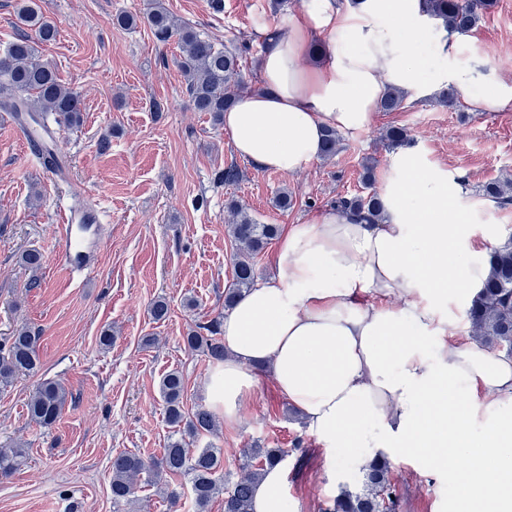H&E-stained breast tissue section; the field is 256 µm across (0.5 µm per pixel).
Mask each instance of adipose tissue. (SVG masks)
Listing matches in <instances>:
<instances>
[{"instance_id":"adipose-tissue-1","label":"adipose tissue","mask_w":512,"mask_h":512,"mask_svg":"<svg viewBox=\"0 0 512 512\" xmlns=\"http://www.w3.org/2000/svg\"><path fill=\"white\" fill-rule=\"evenodd\" d=\"M261 35L256 86L225 112L224 130L262 170L306 171L326 131L358 136L391 90L416 101L451 88L472 111L512 110V80L461 61L459 35L422 0H301ZM412 38L440 60L429 78ZM465 191L463 177L407 146L379 188L381 223L328 208L286 226L273 274L224 319L228 355L206 386L213 410L238 422L265 370L349 469L408 454L455 483L456 512H512V356L454 333L486 276L470 258L503 228L461 224L449 204Z\"/></svg>"}]
</instances>
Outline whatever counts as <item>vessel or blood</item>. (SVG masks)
<instances>
[{"instance_id": "vessel-or-blood-1", "label": "vessel or blood", "mask_w": 512, "mask_h": 512, "mask_svg": "<svg viewBox=\"0 0 512 512\" xmlns=\"http://www.w3.org/2000/svg\"><path fill=\"white\" fill-rule=\"evenodd\" d=\"M15 133L22 140L27 152L37 159L42 168L55 175L64 170L67 157L63 152L48 153L45 143L54 139L52 130L27 121H16ZM99 219L93 209L69 211L60 226V237L63 248L59 254V262L69 280L83 279L86 273L97 265V255L101 249L100 235L95 232Z\"/></svg>"}]
</instances>
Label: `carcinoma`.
I'll use <instances>...</instances> for the list:
<instances>
[{
    "mask_svg": "<svg viewBox=\"0 0 512 512\" xmlns=\"http://www.w3.org/2000/svg\"><path fill=\"white\" fill-rule=\"evenodd\" d=\"M426 11L445 21L448 31L466 35L478 24L481 16L493 6V0H423ZM22 24L34 31L36 38L22 32L0 54V110L29 119L48 114L67 127L83 122L81 99L67 87L55 68L41 59L37 44L54 41L57 29L50 21L24 2L18 9ZM142 21L159 45L175 42L179 49L178 64L187 78V91L194 108L208 112L219 124L224 112L239 97L242 73L253 49L252 40L236 36L227 45H218L209 36L188 24L176 23L161 0H151V7L137 18L120 14L116 23L132 27ZM386 146L397 150L412 143L407 131L391 126L384 135ZM374 165L365 166L364 195L339 197L333 206L340 211H356L373 224L382 220L383 205L373 189ZM483 195L502 205L512 203V180L488 184ZM230 232L237 247L232 282L224 290V307L232 309L256 282L255 257L276 237L275 224H260L248 213L232 212ZM488 274L471 300L466 318L472 336L490 350L504 347L512 350V235L494 247L485 258ZM221 322L213 319L200 324L185 337L186 345L205 354L214 362L224 361ZM40 336L28 327L17 329L0 347V385L6 387L19 375H35L40 369L38 344ZM186 381L178 370L166 373L160 381V394L166 404V422L172 428L198 437L216 431L212 411L198 407L190 412L184 405ZM69 392L57 381L41 382L27 402V414L41 427L53 426L61 417ZM290 453L286 448H247L243 468L246 473L232 482L224 478V450L201 448L189 453L180 439L169 442L161 462L156 464L137 453L124 452L112 458L110 490L116 506L134 501L140 475L158 476L165 472L180 475L190 484L191 506L195 512H207L209 504L224 493V512H252L253 493L267 468L280 464ZM25 449L0 448V476L8 477L25 462ZM390 478L389 463L377 461L366 469L362 491L340 492L325 512H396L397 498Z\"/></svg>",
    "mask_w": 512,
    "mask_h": 512,
    "instance_id": "carcinoma-1",
    "label": "carcinoma"
}]
</instances>
